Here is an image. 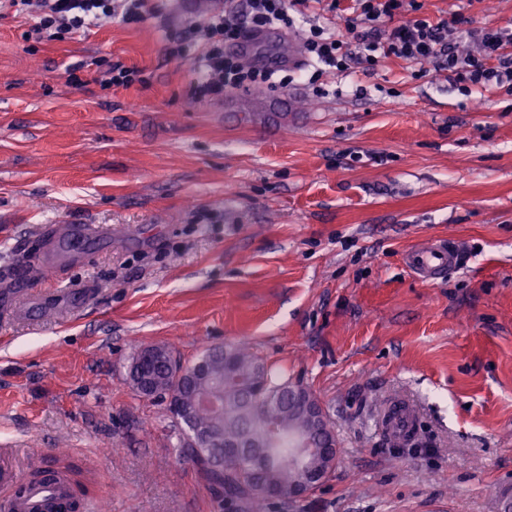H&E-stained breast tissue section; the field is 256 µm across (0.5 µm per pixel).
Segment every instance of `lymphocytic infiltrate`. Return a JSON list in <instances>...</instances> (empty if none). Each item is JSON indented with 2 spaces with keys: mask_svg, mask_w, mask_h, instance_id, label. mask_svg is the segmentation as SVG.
I'll list each match as a JSON object with an SVG mask.
<instances>
[{
  "mask_svg": "<svg viewBox=\"0 0 512 512\" xmlns=\"http://www.w3.org/2000/svg\"><path fill=\"white\" fill-rule=\"evenodd\" d=\"M308 0H247L248 24L237 21L232 10L212 15L204 25V36L194 27L169 30L172 58L192 59L197 69L188 94L195 100L223 98L225 90L254 84H274L272 70L246 68L239 57L224 53L225 43L243 39L247 33L292 26L291 5ZM0 8L32 16L39 37L59 40L79 33L87 26L121 17L123 21L143 20L148 0H0ZM419 0H355L345 19V35H325L311 28L305 47L313 61L342 73L351 65L396 57L432 65L448 73L450 81L512 88V29L471 28L467 39L476 51H462L448 41V25L420 16Z\"/></svg>",
  "mask_w": 512,
  "mask_h": 512,
  "instance_id": "obj_1",
  "label": "lymphocytic infiltrate"
}]
</instances>
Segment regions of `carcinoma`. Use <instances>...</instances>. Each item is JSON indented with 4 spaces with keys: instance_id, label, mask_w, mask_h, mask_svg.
<instances>
[{
    "instance_id": "cac0c4a2",
    "label": "carcinoma",
    "mask_w": 512,
    "mask_h": 512,
    "mask_svg": "<svg viewBox=\"0 0 512 512\" xmlns=\"http://www.w3.org/2000/svg\"><path fill=\"white\" fill-rule=\"evenodd\" d=\"M202 357L207 359V375L195 387L182 385L158 357L151 366L156 373V386L192 403L199 393L223 389L224 404L219 416L207 409L195 413L193 423L199 429H217L216 443L207 448H181L215 486L224 490L229 503L241 502L247 512H267L272 498L268 490L286 489L300 480L298 468L283 461L288 455V429L308 428L306 417L300 413L297 399L290 396L293 386L279 383L252 349L244 344L208 348ZM277 419L283 427L279 440L272 444L275 459L252 472L255 449H243L240 460L229 462L219 471L209 468L214 458L224 461V444L238 443L264 431L269 418Z\"/></svg>"
}]
</instances>
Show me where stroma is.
Segmentation results:
<instances>
[{"label":"stroma","instance_id":"obj_1","mask_svg":"<svg viewBox=\"0 0 512 512\" xmlns=\"http://www.w3.org/2000/svg\"><path fill=\"white\" fill-rule=\"evenodd\" d=\"M422 16L512 25V0H422ZM208 8L161 0L42 41L0 13V264L42 250L45 227L106 224L51 281L0 283V469L68 475L98 512H235L182 455L165 401L129 383L133 353L184 363L250 345L309 389L334 424L333 476L269 512H502L512 498V92L461 90L395 57L288 86L188 97L191 61L165 32ZM254 46L263 70L310 26L340 33L323 0ZM138 70L106 83L98 60ZM460 260L430 283L407 252L432 238ZM93 292L67 311L76 287ZM412 403L418 437L386 444L377 414Z\"/></svg>","mask_w":512,"mask_h":512}]
</instances>
